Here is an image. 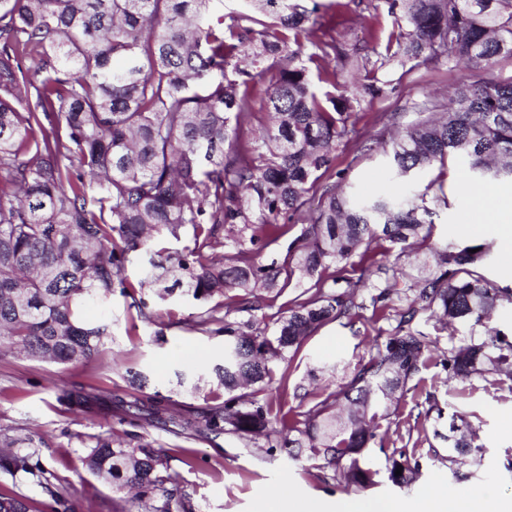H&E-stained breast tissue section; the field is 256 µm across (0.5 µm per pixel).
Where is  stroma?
<instances>
[{
    "label": "stroma",
    "mask_w": 512,
    "mask_h": 512,
    "mask_svg": "<svg viewBox=\"0 0 512 512\" xmlns=\"http://www.w3.org/2000/svg\"><path fill=\"white\" fill-rule=\"evenodd\" d=\"M488 76L502 83L512 81V62L502 61L489 74L462 65L422 68L404 76L393 93L364 99L352 139L336 151V171L368 196L406 193V181L390 175L388 157L380 147L383 136L416 121L418 114L412 105L426 94ZM469 183L464 161L449 164L448 204L436 209L433 243L473 241L463 222L470 208V197L464 191ZM167 306L175 316L163 328L139 321L129 298L117 292L109 306L90 307L89 318L110 322L112 334L100 355L88 361L61 364L0 355V436L32 433L43 437L44 446L34 449L33 456L52 484L68 489L73 512H109L115 490L85 469L80 457L92 437L126 431L147 435L170 449L172 470L189 496L193 512H255L260 500L288 492L321 502L325 512H335L342 500L378 498L410 503L433 485L448 494L468 485H482L500 498H512V471L506 467L512 459V388L476 379H449L440 363L448 349L483 334L485 327L461 324L451 333L431 313L418 315L413 327L430 341L431 360L420 373L418 389L402 397L389 425L385 449L374 452L372 462L375 468L386 469L388 453L403 451L418 460L419 476L403 489L385 481L355 491L340 481L307 474L283 452L267 453L257 442L248 445L227 435L212 445L190 443L177 436L175 418L205 407L210 385L201 383L199 392L192 393L178 386L176 375L222 362L224 339L193 330L199 308L180 294H173ZM396 326V318L376 321L368 309L349 321L325 323L291 360L275 364L279 378L272 385V395L286 406L297 405L296 388L307 383L314 368L319 369L322 384L334 387L345 382L358 361L367 356L373 341H385L395 334ZM131 368L148 374L152 390L174 400L171 414L156 416L145 411L140 418L129 420L127 405L141 397L127 380ZM79 389L95 399L88 411L73 409L66 398L67 392ZM456 411L465 412L479 430V442L484 446L481 462L469 457L451 464L446 459L448 416Z\"/></svg>",
    "instance_id": "35a3bbf8"
}]
</instances>
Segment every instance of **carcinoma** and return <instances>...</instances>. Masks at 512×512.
I'll list each match as a JSON object with an SVG mask.
<instances>
[{"label":"carcinoma","instance_id":"cac0c4a2","mask_svg":"<svg viewBox=\"0 0 512 512\" xmlns=\"http://www.w3.org/2000/svg\"><path fill=\"white\" fill-rule=\"evenodd\" d=\"M216 0H0V354L18 351L57 363L100 352L108 323L84 307L106 305L120 289L147 323L175 288L202 304V333L239 345L235 363H217V392L199 417L183 420L190 438H265L305 471H333L346 488L378 483L369 445L390 422L399 399L429 358L413 330L421 311L444 325L490 319L512 288L485 274V242L434 247V269L421 271L407 296L397 282L371 296L372 317H398L397 332L348 382L305 392L288 409L260 398L272 363L329 321L352 318L360 281L335 291L349 260H376L425 244L432 207L448 205L437 176L420 193L359 197L332 178L336 150L354 132L356 108L384 95L391 71L454 63L490 71L512 60V0H381L393 18L385 40L347 44L328 23L310 18L320 4L244 0L232 23H210ZM313 52L303 55L305 44ZM267 115L261 133L241 139L232 121ZM428 114L391 140V170L402 179L464 159L472 175L512 180V82H461L431 96ZM321 191L320 207L287 246L283 264L261 252L290 230L303 198ZM189 237L171 252L165 243ZM231 250L224 251L225 247ZM130 265L142 269L133 282ZM307 288L281 306L271 335L252 334L260 288L282 294ZM402 302L396 306L394 301ZM451 379L512 382V337L500 330L448 350ZM258 389L244 393L243 382ZM476 433L455 412L448 423V462L479 452ZM44 444L0 437V472L39 478L54 503L67 490L40 480L44 469L19 448ZM169 450L143 434L93 438L82 465L118 491L133 493L141 512H193L171 472ZM402 474L395 475L396 469ZM419 462L391 460L387 478L409 486ZM0 512H37L25 496L0 493Z\"/></svg>","mask_w":512,"mask_h":512}]
</instances>
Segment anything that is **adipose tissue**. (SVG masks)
<instances>
[{"label":"adipose tissue","mask_w":512,"mask_h":512,"mask_svg":"<svg viewBox=\"0 0 512 512\" xmlns=\"http://www.w3.org/2000/svg\"><path fill=\"white\" fill-rule=\"evenodd\" d=\"M342 512H512V504L490 490L472 488L455 495L431 490L412 507L397 500L364 499L343 504Z\"/></svg>","instance_id":"ef3b65f1"}]
</instances>
